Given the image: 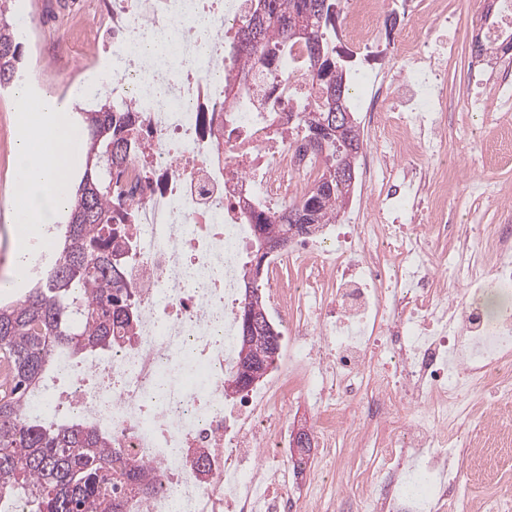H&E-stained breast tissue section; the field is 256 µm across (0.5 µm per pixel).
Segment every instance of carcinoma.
<instances>
[{"label": "carcinoma", "instance_id": "carcinoma-1", "mask_svg": "<svg viewBox=\"0 0 512 512\" xmlns=\"http://www.w3.org/2000/svg\"><path fill=\"white\" fill-rule=\"evenodd\" d=\"M11 0H0V73L15 77L23 67L22 43L10 12ZM336 0H261L263 16L257 39L243 46L242 30L254 22L249 14L240 21L232 40L235 55L246 65L262 61H287L288 49L301 39L298 30L310 29L323 48V63L314 77L320 95L304 101L300 118L304 136L321 141L323 172L340 161L356 160L351 148L363 146L360 127L351 126L345 140L319 125L317 113L327 119L326 92L343 88L348 105L353 85L336 68L327 34L336 28ZM74 119L87 132L83 144L84 163L75 202L57 225L55 259L43 276L29 281L19 297L0 301V499H26L33 512H122L121 495L112 493V482L138 485L142 469L130 466L112 470V448L107 437L72 421L49 424L25 407L46 375L64 359H85L112 348V333L128 330L134 321L133 304L124 289L123 246L112 228V171L127 162L126 120L112 112V101L97 98L92 109H82ZM355 190L346 182L331 180L326 191L311 187L302 197L253 225L254 255L263 240L292 231L289 215H302L310 224H334ZM252 299L240 308L239 350L249 344L264 352L280 343L263 330L246 331L245 316L266 321L259 285H251Z\"/></svg>", "mask_w": 512, "mask_h": 512}]
</instances>
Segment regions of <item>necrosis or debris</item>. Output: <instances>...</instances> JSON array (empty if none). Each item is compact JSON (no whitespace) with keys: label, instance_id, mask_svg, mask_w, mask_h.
<instances>
[{"label":"necrosis or debris","instance_id":"4bbe7bcc","mask_svg":"<svg viewBox=\"0 0 512 512\" xmlns=\"http://www.w3.org/2000/svg\"><path fill=\"white\" fill-rule=\"evenodd\" d=\"M251 0H87L78 32L30 43L37 63L96 51L111 66L112 103L133 130L113 178L123 278L137 311L102 357L65 363L30 403L48 421L93 424L142 466L155 489L126 512H299L290 481L291 416L305 407L323 481L336 439L378 441L358 512H512V492L456 495L465 467L493 476L512 446V224L449 225L447 0H343L342 27L364 57L394 49L398 76L357 70L367 136L393 145L363 166L359 204L342 223L262 261L279 357L231 400L239 273L253 251L251 215L276 211L318 179L321 156L294 131L297 104L318 96L295 44L287 64L244 72L229 53ZM246 76L248 90L228 88ZM464 112H512V52L471 58ZM452 237L449 262L430 249ZM302 273L285 278V264ZM466 282L452 294L446 270ZM491 389L501 414L482 411Z\"/></svg>","mask_w":512,"mask_h":512}]
</instances>
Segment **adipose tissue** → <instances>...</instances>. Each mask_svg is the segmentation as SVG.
<instances>
[{
    "instance_id": "obj_1",
    "label": "adipose tissue",
    "mask_w": 512,
    "mask_h": 512,
    "mask_svg": "<svg viewBox=\"0 0 512 512\" xmlns=\"http://www.w3.org/2000/svg\"><path fill=\"white\" fill-rule=\"evenodd\" d=\"M16 111L27 122L30 136L18 141L15 149V216L29 235L39 236L74 200L69 171L77 145L59 133L65 116L49 108L30 111L21 90L16 93Z\"/></svg>"
}]
</instances>
